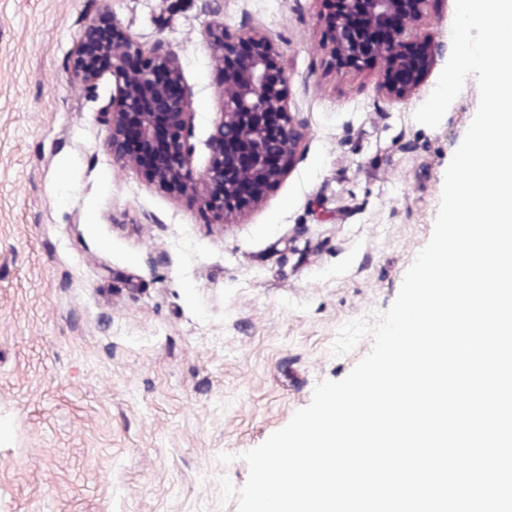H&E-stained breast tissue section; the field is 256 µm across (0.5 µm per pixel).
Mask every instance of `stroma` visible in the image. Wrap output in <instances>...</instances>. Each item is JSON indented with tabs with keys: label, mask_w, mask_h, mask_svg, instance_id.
I'll list each match as a JSON object with an SVG mask.
<instances>
[{
	"label": "stroma",
	"mask_w": 512,
	"mask_h": 512,
	"mask_svg": "<svg viewBox=\"0 0 512 512\" xmlns=\"http://www.w3.org/2000/svg\"><path fill=\"white\" fill-rule=\"evenodd\" d=\"M321 11L107 2L132 41L176 53L200 173L223 110L209 30L280 52L298 160L219 225L113 161L100 109L115 84L69 70L90 0H0V512H236L220 480L246 482L241 453L369 352L368 336L330 348L395 300L479 92L467 79L437 127L413 119L449 59L455 0H428L414 23L434 53L401 99L379 68L335 61Z\"/></svg>",
	"instance_id": "obj_1"
}]
</instances>
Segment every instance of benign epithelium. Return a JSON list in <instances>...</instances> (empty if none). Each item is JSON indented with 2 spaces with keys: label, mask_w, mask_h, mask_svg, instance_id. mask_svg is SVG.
<instances>
[{
  "label": "benign epithelium",
  "mask_w": 512,
  "mask_h": 512,
  "mask_svg": "<svg viewBox=\"0 0 512 512\" xmlns=\"http://www.w3.org/2000/svg\"><path fill=\"white\" fill-rule=\"evenodd\" d=\"M337 2L327 18L336 57L347 66L378 65L389 93H410L426 71L433 51L410 38L426 0H323ZM99 18L80 34L70 61L71 76L93 86L109 74L115 94L100 114L110 130L114 162L140 170L160 187L198 196L214 223L257 205L297 159L302 133L284 108L279 52L257 34L235 40L221 27L209 47L224 73V111L207 140L209 165L202 176L192 168L189 94L176 56L159 45L152 56L125 32Z\"/></svg>",
  "instance_id": "1"
}]
</instances>
